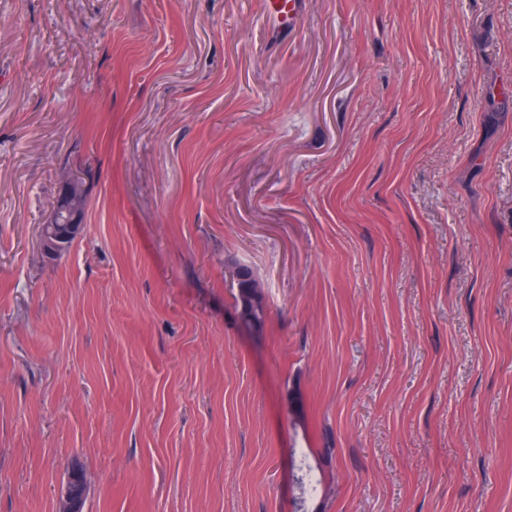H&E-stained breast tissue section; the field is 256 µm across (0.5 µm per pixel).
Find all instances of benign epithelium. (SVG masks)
<instances>
[{"instance_id": "benign-epithelium-1", "label": "benign epithelium", "mask_w": 512, "mask_h": 512, "mask_svg": "<svg viewBox=\"0 0 512 512\" xmlns=\"http://www.w3.org/2000/svg\"><path fill=\"white\" fill-rule=\"evenodd\" d=\"M75 184L74 179L65 181L51 221L41 229L39 249L47 257L64 252L68 242L76 240L82 233L84 207L80 204V191ZM83 498L84 484L75 473L70 476L61 496L59 512H81Z\"/></svg>"}]
</instances>
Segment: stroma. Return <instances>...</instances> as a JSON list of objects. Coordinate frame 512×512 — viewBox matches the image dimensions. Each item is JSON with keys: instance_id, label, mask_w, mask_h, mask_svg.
<instances>
[{"instance_id": "obj_1", "label": "stroma", "mask_w": 512, "mask_h": 512, "mask_svg": "<svg viewBox=\"0 0 512 512\" xmlns=\"http://www.w3.org/2000/svg\"><path fill=\"white\" fill-rule=\"evenodd\" d=\"M266 14L0 0V512H512V0ZM67 179L53 212L51 221L41 229L39 249L46 257H54L65 251L69 241H75L82 233L84 224V207L79 201L80 191L84 194V202L89 195V186L85 179ZM247 269L251 273V279L241 282L237 280V293L234 295V301L239 310V308L245 304L247 297L249 298L247 316L245 319L241 320V323L247 328L260 330L265 322V308L259 296V282L254 277L252 271L249 268ZM84 484L80 475L70 476L67 487L61 496L60 512H81L84 498Z\"/></svg>"}]
</instances>
